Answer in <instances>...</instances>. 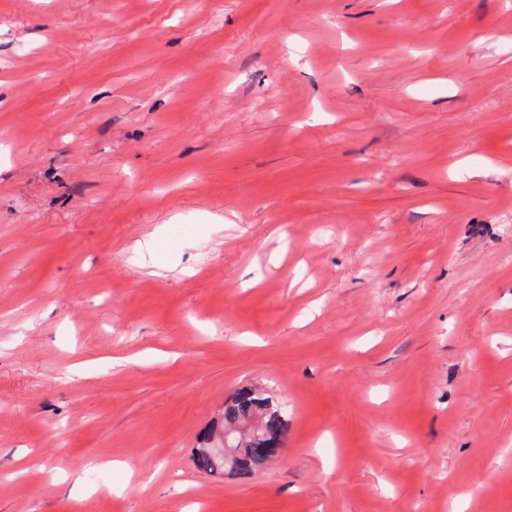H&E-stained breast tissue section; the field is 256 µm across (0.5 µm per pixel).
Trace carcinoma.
Masks as SVG:
<instances>
[{"label": "carcinoma", "mask_w": 512, "mask_h": 512, "mask_svg": "<svg viewBox=\"0 0 512 512\" xmlns=\"http://www.w3.org/2000/svg\"><path fill=\"white\" fill-rule=\"evenodd\" d=\"M240 425L245 432L235 435L232 453L237 459L235 470L250 476L255 468L272 455L288 431V413L267 393L243 388L224 406L222 428ZM196 466L213 472L224 461L205 451L195 452Z\"/></svg>", "instance_id": "cac0c4a2"}]
</instances>
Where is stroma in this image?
Listing matches in <instances>:
<instances>
[{"mask_svg":"<svg viewBox=\"0 0 512 512\" xmlns=\"http://www.w3.org/2000/svg\"><path fill=\"white\" fill-rule=\"evenodd\" d=\"M0 512H512V0H0ZM235 425L246 427L244 433L235 434L230 447L237 459L235 470L249 477L262 461L279 448L288 431V413L267 393L243 388L224 406L222 428L226 431V428Z\"/></svg>","mask_w":512,"mask_h":512,"instance_id":"35a3bbf8","label":"stroma"}]
</instances>
